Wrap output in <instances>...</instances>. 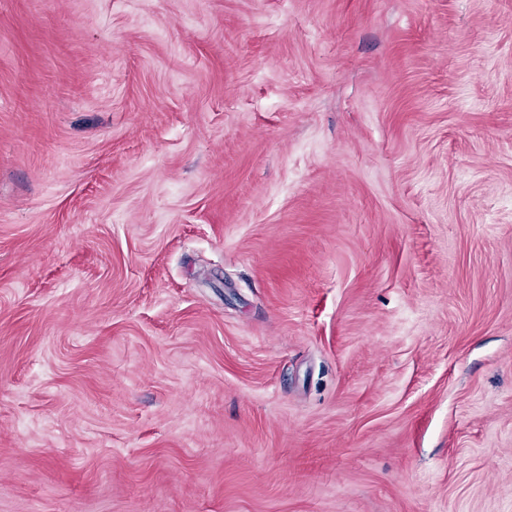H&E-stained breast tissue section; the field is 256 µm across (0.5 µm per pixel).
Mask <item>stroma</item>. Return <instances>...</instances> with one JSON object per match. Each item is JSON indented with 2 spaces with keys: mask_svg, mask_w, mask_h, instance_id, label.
<instances>
[{
  "mask_svg": "<svg viewBox=\"0 0 512 512\" xmlns=\"http://www.w3.org/2000/svg\"><path fill=\"white\" fill-rule=\"evenodd\" d=\"M0 512H512V0H0Z\"/></svg>",
  "mask_w": 512,
  "mask_h": 512,
  "instance_id": "35a3bbf8",
  "label": "stroma"
}]
</instances>
